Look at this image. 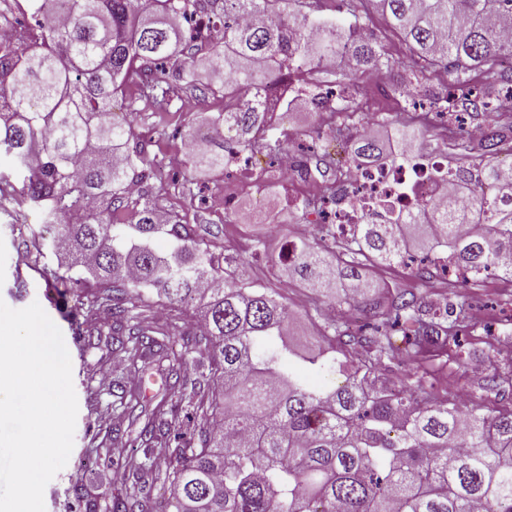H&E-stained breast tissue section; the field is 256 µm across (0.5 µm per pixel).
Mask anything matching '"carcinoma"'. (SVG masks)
I'll use <instances>...</instances> for the list:
<instances>
[{"label":"carcinoma","mask_w":512,"mask_h":512,"mask_svg":"<svg viewBox=\"0 0 512 512\" xmlns=\"http://www.w3.org/2000/svg\"><path fill=\"white\" fill-rule=\"evenodd\" d=\"M322 2L0 0V22L16 24L13 40L0 43V156L12 165L0 172V185L20 182L53 248L71 257L68 270L88 273L70 277L81 288L74 319L108 315L97 348L123 358L112 369L120 411L109 432L126 418L143 419L135 438L143 456L127 464V479L161 478L174 488L161 498H117L111 512H512V411L480 413L422 386L426 353L451 349L463 360L464 310L407 287L372 297L362 279L370 265L405 261L403 232L418 225L466 273L462 283L491 270L512 277V263L501 262L512 259V198L487 192L512 184V165L499 159L512 139V112L496 105L497 85L512 86V69L479 92L466 77L489 61L512 60V0L493 16L489 0H372L406 44L414 81L453 76L429 112L448 144L479 160L476 171L433 168L436 179L460 188L458 196L422 212L385 211L383 220L338 241L334 260L306 242L288 243L282 264L315 288L342 289L343 303L374 318V336L332 320L322 331L328 346L296 353L284 340L291 311L274 289L224 278L220 258L189 225L158 221L153 189L124 191L155 176L156 164L131 123L108 118L112 101L133 83L137 101L170 111L169 62L173 81L193 90L204 66L214 81L201 91L224 97V111L209 118L225 129L220 151L190 157L209 171L249 153L271 156L288 143L269 118L301 96L321 104L308 76L328 72L348 89L367 70L393 69L368 33V9H351L342 24L317 15ZM188 9L223 28L219 48L194 40L183 22ZM341 100L324 122L347 139L364 113L352 96ZM466 116L485 127L481 141L466 138ZM395 123L406 159L419 155L429 116L403 112ZM379 151V140L360 133L350 165ZM104 195L111 207L103 217L92 202ZM475 224L485 233L473 231ZM159 234L173 240L167 253L151 247ZM446 272L430 258L416 267L424 287ZM157 305L168 313L152 325L143 313ZM388 326L407 339L401 356L382 333ZM194 354L207 363L196 378L189 373ZM156 356L168 362L174 401L140 417L125 381ZM396 359L416 369L394 379L386 362ZM328 371L342 373V384L307 379ZM184 402L196 435L172 447L166 439Z\"/></svg>","instance_id":"1"}]
</instances>
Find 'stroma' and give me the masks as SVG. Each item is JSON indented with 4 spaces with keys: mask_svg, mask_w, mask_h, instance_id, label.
<instances>
[{
    "mask_svg": "<svg viewBox=\"0 0 512 512\" xmlns=\"http://www.w3.org/2000/svg\"><path fill=\"white\" fill-rule=\"evenodd\" d=\"M371 28L377 42L384 44L396 64L386 75L383 86L360 81L355 98L364 113L375 115L380 124L387 126L405 105L394 87L409 75L405 67L407 53L381 16L373 17ZM134 93V88L129 87L124 95L113 100L110 118L131 122L136 134L152 138L150 154L166 160L164 188L154 194L158 210L179 216L183 223L193 227L198 239L221 254L225 275L275 289L296 313L288 341L297 350L307 351L316 343L324 315L334 301L288 278L280 267L279 257L287 243L300 241L320 244L328 252H335V243L321 240L318 235L315 213L289 208V200L296 195L290 184L269 190L256 183L241 184L225 178L223 172L198 169L188 163L170 166V158L177 156L186 137H193L200 147L213 146L208 118L219 107L218 97L178 87L174 90L173 111L158 113L143 102L138 112L132 113L127 102ZM274 126L288 132L294 146L320 137L328 167L342 166L350 157L349 141L327 136L321 112L308 104L298 101L277 112ZM43 229L39 211L0 197V300L14 309L39 303L61 330L71 358L78 402L73 449L65 467L44 490L45 512H84L83 500L94 499L105 506L113 495L129 491L131 485L123 480L88 482L80 500L73 492L77 478L82 475L81 458L93 437L106 426L101 413L111 408L114 397L101 379L111 376L112 371L98 369L99 350L79 339L71 314L78 289L57 288L58 296L54 299L46 294L54 286L47 272L56 268L57 261L49 251L40 252L32 246ZM256 238L265 240L266 255L252 261L248 258L249 249ZM428 295L433 299L448 298L466 310H480L485 325L493 331L488 340L471 342L473 355L465 363L435 360L428 383L435 392L451 400L463 395L486 411L512 410V387L502 395L479 387L481 379L493 373L512 377V281L492 275L468 288H452L440 279L429 288Z\"/></svg>",
    "mask_w": 512,
    "mask_h": 512,
    "instance_id": "obj_1",
    "label": "stroma"
}]
</instances>
